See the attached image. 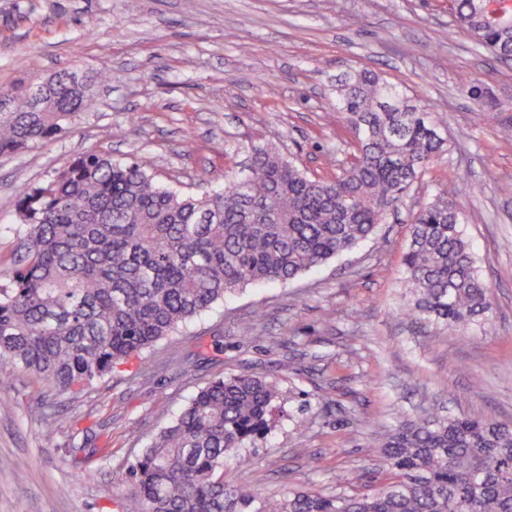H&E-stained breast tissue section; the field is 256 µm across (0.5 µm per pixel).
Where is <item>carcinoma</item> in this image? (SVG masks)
Here are the masks:
<instances>
[{"mask_svg": "<svg viewBox=\"0 0 512 512\" xmlns=\"http://www.w3.org/2000/svg\"><path fill=\"white\" fill-rule=\"evenodd\" d=\"M457 26L497 58L512 57V0H452ZM56 74L34 107L35 84L0 88V155L62 136L93 106L92 79ZM336 110L357 154L331 180L311 177L275 143L247 148L249 174L224 175L202 196L154 181L146 158L90 154L17 192L24 253L0 284V383L22 370L49 388L77 391L247 284H286L375 235L449 151L434 109L366 68L332 82ZM485 121L512 138L480 82L467 89ZM467 217L445 193L410 218L402 312L428 333L492 320V299L466 240ZM276 382L218 378L200 388L120 475L123 512H512V425L481 416L438 418L429 409L368 443L391 477L348 495L358 475L336 473L334 494L290 491L258 498L226 468L253 464L246 441L262 437Z\"/></svg>", "mask_w": 512, "mask_h": 512, "instance_id": "1", "label": "carcinoma"}]
</instances>
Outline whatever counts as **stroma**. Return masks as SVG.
I'll use <instances>...</instances> for the list:
<instances>
[{
	"label": "stroma",
	"instance_id": "1",
	"mask_svg": "<svg viewBox=\"0 0 512 512\" xmlns=\"http://www.w3.org/2000/svg\"><path fill=\"white\" fill-rule=\"evenodd\" d=\"M450 0H0V87L61 68L102 74L95 105L62 137L0 156V270L18 255L16 190L75 156H147L158 183L185 193L246 173L239 143L277 142L329 178L328 147L351 159L353 136L329 91L367 68L435 106L449 153L433 158L414 198L376 237L280 285L252 284L142 358L77 393L23 373L0 384V512H122L118 472L160 425L218 377L272 379L269 428L233 471L259 495L383 482L373 432L419 416L478 410L512 421V139L499 138L467 93L483 81L512 108V60L478 49ZM469 216L465 235L492 291L493 321L464 334L419 333L401 318L410 209L438 192ZM92 456L79 480L74 459Z\"/></svg>",
	"mask_w": 512,
	"mask_h": 512
}]
</instances>
